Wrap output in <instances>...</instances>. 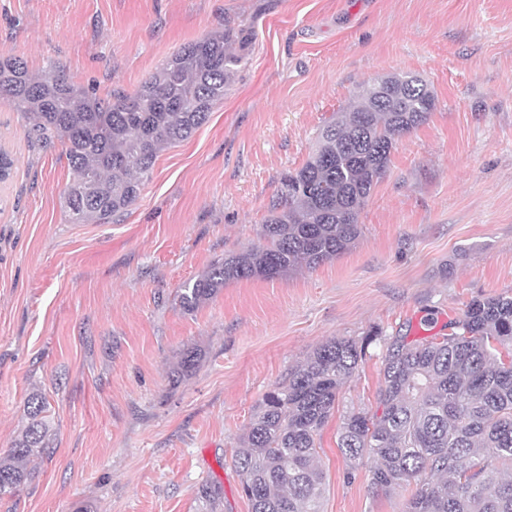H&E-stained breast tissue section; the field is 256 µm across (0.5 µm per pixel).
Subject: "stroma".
<instances>
[{"instance_id": "1", "label": "stroma", "mask_w": 512, "mask_h": 512, "mask_svg": "<svg viewBox=\"0 0 512 512\" xmlns=\"http://www.w3.org/2000/svg\"><path fill=\"white\" fill-rule=\"evenodd\" d=\"M247 64L191 138L161 152L137 202L74 224L61 142L27 136L0 101V453L45 394L50 456L0 512H251L234 456L263 395L334 337L380 331L321 431L320 512H405L337 445L372 410L392 337L440 336L474 297L512 295V0H0V54L56 66L97 96L132 93L185 44L239 26ZM426 80L428 120L402 138L334 260L224 286L183 311L177 292L257 234L283 173L358 88ZM193 376L172 383L180 353ZM221 488L218 505L202 485ZM200 353L195 348H187L181 352L179 360L171 372L173 383H179L189 377L196 368Z\"/></svg>"}]
</instances>
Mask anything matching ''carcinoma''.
<instances>
[{
	"instance_id": "obj_1",
	"label": "carcinoma",
	"mask_w": 512,
	"mask_h": 512,
	"mask_svg": "<svg viewBox=\"0 0 512 512\" xmlns=\"http://www.w3.org/2000/svg\"><path fill=\"white\" fill-rule=\"evenodd\" d=\"M251 33L228 28L180 48L132 94L90 95L63 71H31L18 55L0 56V100L32 121L28 137L57 139L73 173L63 191L74 224H105L140 196L159 154L188 140L246 63ZM409 73L360 87L354 104L325 126L306 163L280 178L278 200L251 248L213 262L178 294L193 312L224 284L272 279L315 268L344 253L360 235L359 216L388 168L397 143L435 107L427 83ZM14 175L0 149V183ZM450 332L409 341L397 336L380 369L376 409L342 416L337 448L350 466L371 459L378 491L411 488L407 512H512V295L477 296ZM374 331L332 338L266 392L235 455L251 512H319L325 474L318 465L323 427L343 385L359 371ZM200 353L181 352L179 383ZM48 402L29 394V423L0 455V495L33 475L50 454Z\"/></svg>"
}]
</instances>
